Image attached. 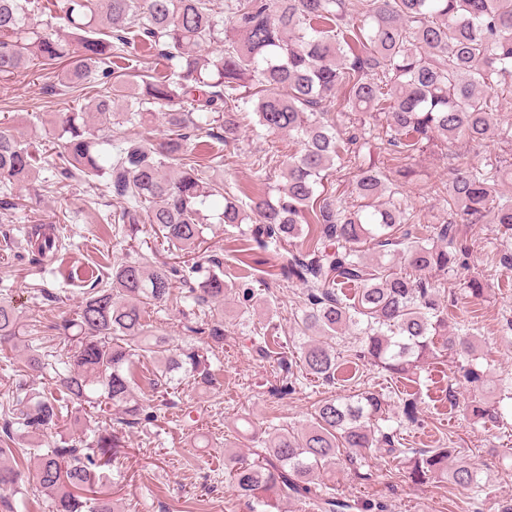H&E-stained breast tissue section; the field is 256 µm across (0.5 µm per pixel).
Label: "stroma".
I'll return each mask as SVG.
<instances>
[{
	"label": "stroma",
	"mask_w": 512,
	"mask_h": 512,
	"mask_svg": "<svg viewBox=\"0 0 512 512\" xmlns=\"http://www.w3.org/2000/svg\"><path fill=\"white\" fill-rule=\"evenodd\" d=\"M50 75V69L35 66L15 80L0 81V126L47 150L52 144L46 131L54 113L81 102L77 96L47 94ZM212 144L224 156V191L238 198L267 192L279 180L278 169H259V155L282 161L298 149L287 135L259 134L249 124L238 144L227 146L217 138ZM499 149L494 142L480 148L466 142L438 144L412 161L413 173L401 187L404 200L429 224L442 223L448 210L430 187L447 180L452 155L465 154L478 162ZM118 208L105 182L97 180L89 187H42L36 197L21 196L17 208L0 210V299L11 302L24 323L34 325L36 336L52 339V323L73 316L82 293L95 281H106L114 264L139 256L171 261L154 226L140 225L136 234L120 238L105 232L101 214ZM31 215L64 236L66 247L57 257L38 262L28 251L25 229ZM249 231L246 224L212 223L204 232L207 255L219 256L225 271L238 270L244 261L252 266L249 286L256 293L248 307L234 295L224 301V344L209 355L211 365L223 368L220 388L209 392L187 382L165 391L142 388L146 403L161 404L162 410L156 421L136 427L119 425L112 406L96 411L101 424L117 423L123 440L110 486L123 512H250L224 470L226 450L254 458L259 438L287 425H308L320 400L365 391L387 400L382 427L395 432L403 447L455 449L475 468L481 489L448 480L416 485L407 479L403 459L374 454L357 474L337 466L330 482L336 496L380 501L387 512H496L497 500L512 496V412L497 423L467 414V398L490 403L495 396L487 387L465 381L462 360L455 354L429 359L408 381L356 361L357 340L350 334L336 339L344 368L338 380L327 384L302 374L296 319L304 307V288L289 280L286 264L289 252L304 249L306 241L238 253V242ZM466 237L469 272L483 275L484 295L474 299L465 285L466 274L448 273L446 279L454 285L448 324L454 330H471L487 356L489 379L510 384L512 331L506 323L512 320V270L500 264L496 225H476L467 229ZM46 290L54 293L55 302L43 298ZM406 392L418 406L412 423L398 408ZM452 393L458 398L454 405L448 401Z\"/></svg>",
	"instance_id": "stroma-1"
}]
</instances>
